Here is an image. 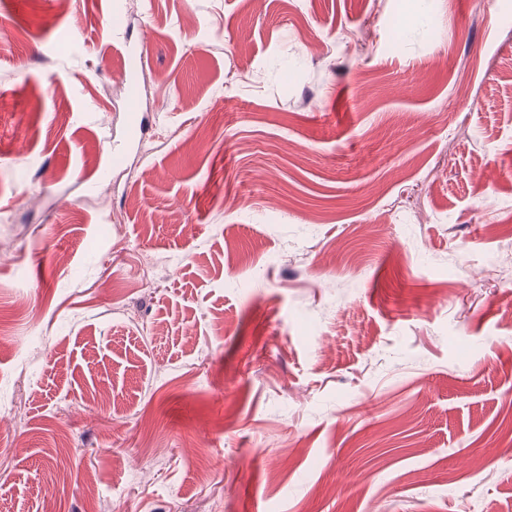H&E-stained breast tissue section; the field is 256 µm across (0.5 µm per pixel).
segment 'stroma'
Instances as JSON below:
<instances>
[{
  "mask_svg": "<svg viewBox=\"0 0 512 512\" xmlns=\"http://www.w3.org/2000/svg\"><path fill=\"white\" fill-rule=\"evenodd\" d=\"M511 252L512 0H0V512H512Z\"/></svg>",
  "mask_w": 512,
  "mask_h": 512,
  "instance_id": "35a3bbf8",
  "label": "stroma"
}]
</instances>
